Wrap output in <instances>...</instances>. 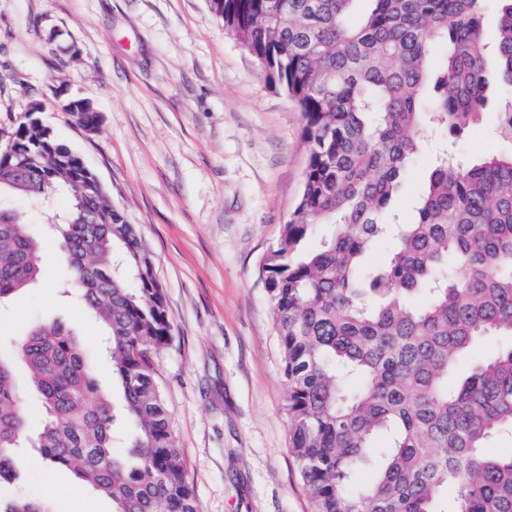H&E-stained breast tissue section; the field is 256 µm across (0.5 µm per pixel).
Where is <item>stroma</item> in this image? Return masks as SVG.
Returning a JSON list of instances; mask_svg holds the SVG:
<instances>
[{"mask_svg":"<svg viewBox=\"0 0 512 512\" xmlns=\"http://www.w3.org/2000/svg\"><path fill=\"white\" fill-rule=\"evenodd\" d=\"M86 98L96 132L61 107ZM82 156L155 258L171 337L154 357L198 512H313L290 451L286 386L260 266L301 190L302 117L209 0H0V145L32 102ZM68 194L0 191L41 243L38 282L0 302V351L56 319L96 356L103 329L61 292L46 224ZM21 449L0 498L112 512L71 473Z\"/></svg>","mask_w":512,"mask_h":512,"instance_id":"1","label":"stroma"}]
</instances>
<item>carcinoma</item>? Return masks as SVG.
<instances>
[{"instance_id": "cac0c4a2", "label": "carcinoma", "mask_w": 512, "mask_h": 512, "mask_svg": "<svg viewBox=\"0 0 512 512\" xmlns=\"http://www.w3.org/2000/svg\"><path fill=\"white\" fill-rule=\"evenodd\" d=\"M360 1L368 7L358 13ZM209 5L303 118L301 193L262 273L291 453L314 512H512V454L489 452L512 429V345L475 353L485 338H512V0ZM493 83L501 147L478 160L454 143L436 154L402 218L393 202L423 130L469 131ZM11 142L13 151L0 150V190L72 197L48 233L67 287L103 328L130 426L119 455L115 406L95 366L66 325L36 323L14 353L46 413L35 441L43 462L109 498L112 512H197L154 376L169 323L153 255L49 126L21 123ZM321 224L334 226L332 236L302 251ZM381 243L387 260L365 265ZM39 251L18 213L0 208V301L36 282ZM26 425L13 361L0 357V483L13 478ZM365 468L374 476L358 485ZM0 512L47 510L17 499L0 500Z\"/></svg>"}]
</instances>
